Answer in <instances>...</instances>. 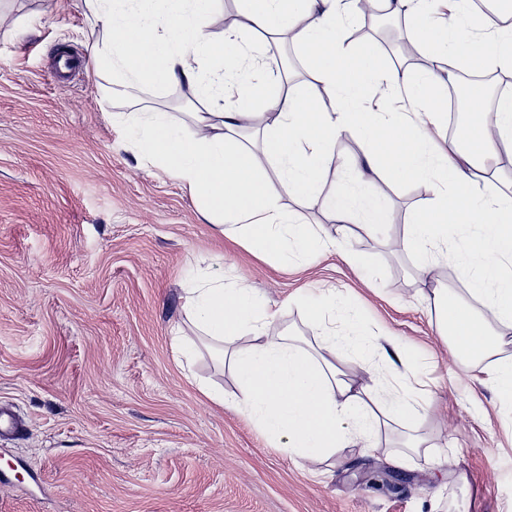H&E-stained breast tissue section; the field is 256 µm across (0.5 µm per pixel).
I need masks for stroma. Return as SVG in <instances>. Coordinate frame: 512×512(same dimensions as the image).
<instances>
[{"label":"stroma","mask_w":512,"mask_h":512,"mask_svg":"<svg viewBox=\"0 0 512 512\" xmlns=\"http://www.w3.org/2000/svg\"><path fill=\"white\" fill-rule=\"evenodd\" d=\"M102 34L84 0H0V408L24 424L0 436V512H512V414L487 382L489 362L454 358L439 340L403 250L427 184L376 175L362 185L386 209L384 235L354 242L365 269L333 253L272 267L225 239L112 120L166 112L188 125L207 104L184 85L129 89L97 76L90 46ZM407 37L400 19L378 16L346 42L421 73ZM262 53L294 70L295 90L333 107L309 84L303 48ZM366 148L338 140L314 197L283 196L292 221L334 228L324 198L349 187ZM198 273L257 289L310 342L320 330L304 304L323 287L349 296L370 333L394 337L402 357L424 356L430 453L400 466L355 452L303 461L247 413L212 404L201 385L234 398L230 370L203 348L182 357L173 342Z\"/></svg>","instance_id":"obj_1"}]
</instances>
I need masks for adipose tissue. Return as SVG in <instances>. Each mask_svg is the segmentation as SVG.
I'll return each mask as SVG.
<instances>
[{"label":"adipose tissue","mask_w":512,"mask_h":512,"mask_svg":"<svg viewBox=\"0 0 512 512\" xmlns=\"http://www.w3.org/2000/svg\"><path fill=\"white\" fill-rule=\"evenodd\" d=\"M85 2L107 27L106 37L90 49L96 69L132 89L184 84L212 103L188 126L172 123L164 112L121 113L117 119L146 160L189 189L224 237L270 264L326 251L358 267L362 256L350 247L346 226H356L362 238L381 234L383 206L376 197L330 196L326 205L338 224L333 233L290 223L282 209V193L302 202L313 197L336 162V140L353 136L373 144L352 164L356 181L381 174L428 182L433 197L405 225L404 246L415 257L440 337L451 342L456 357L474 363L492 357L499 339L490 324L512 328V196L485 168L501 148L512 146V96L498 101L497 136L482 121L469 127L470 150L439 146L429 129L445 118L436 109L443 73L475 63L512 73L511 26L486 24L496 39L487 54L457 24L471 14L472 0H451L452 18L437 32L425 23L437 0H382L386 12L410 20L433 58L431 71L418 75L393 69L377 55L353 53L339 17L341 0H242L245 30L289 32L307 50L313 80L342 101L323 111L310 93H285L282 73L257 77L259 62L241 45L239 32L217 37L201 26L216 0ZM385 86L404 87L411 111H366L364 101ZM260 112L273 121L260 129L256 147L239 133ZM460 242L466 246L461 275L481 306L477 312L450 302L447 289L435 284L436 255L454 252ZM184 309L196 333L179 335L180 346L216 350L238 385L234 408L301 459L329 458L355 446L373 455L388 437L389 422L409 426L434 405L417 388L413 363H389L387 388L359 384V377L377 369L366 337L330 333L301 346L253 289L225 287L220 277L198 279L185 290Z\"/></svg>","instance_id":"adipose-tissue-1"}]
</instances>
